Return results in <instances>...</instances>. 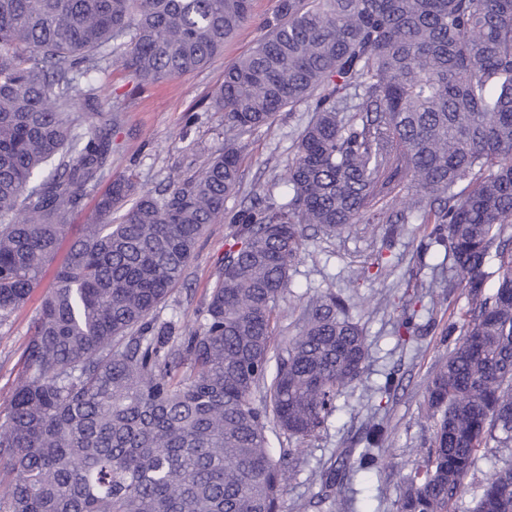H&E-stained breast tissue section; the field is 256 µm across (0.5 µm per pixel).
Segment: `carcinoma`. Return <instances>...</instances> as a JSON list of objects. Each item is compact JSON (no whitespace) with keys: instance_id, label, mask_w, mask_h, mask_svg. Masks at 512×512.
Listing matches in <instances>:
<instances>
[{"instance_id":"obj_1","label":"carcinoma","mask_w":512,"mask_h":512,"mask_svg":"<svg viewBox=\"0 0 512 512\" xmlns=\"http://www.w3.org/2000/svg\"><path fill=\"white\" fill-rule=\"evenodd\" d=\"M250 12L251 0H0V323L68 241L0 419V512H276L288 468L267 424L315 436L367 357L364 327L331 291L275 341L309 225L432 224L453 271L434 301L467 295L463 335L426 387L431 444L397 512H458L481 449L512 446V0H279L215 98L237 140L297 104L314 112L288 196H255L232 218L199 326L155 323L224 220L241 153L227 143L156 193L119 178L97 194L115 118L90 74L114 57L143 84L191 73ZM93 195L95 220L72 233ZM397 308L405 344L415 313ZM364 441L340 453L320 500L384 465L383 427ZM473 501L469 512H512V463Z\"/></svg>"}]
</instances>
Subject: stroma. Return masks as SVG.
Here are the masks:
<instances>
[{"mask_svg":"<svg viewBox=\"0 0 512 512\" xmlns=\"http://www.w3.org/2000/svg\"><path fill=\"white\" fill-rule=\"evenodd\" d=\"M277 5L278 0H252L247 23L225 45L223 55L202 69L144 89L119 64L96 73L107 109L118 113L113 176L131 178L138 187L152 191L166 183L173 170L188 174L201 170L223 148L227 132L214 94L224 79L225 66L250 52ZM310 118L307 105L300 104L293 111L279 113L271 126L243 138L241 185L227 199V213L239 210L253 194L266 189L284 197L282 177L294 156L297 136ZM235 230V225L226 222L209 226L185 280L157 310L158 321L201 323L209 288ZM375 261L382 264V274L358 279L361 268ZM450 265L447 248L428 244L418 224L402 225L394 236L384 224H356L336 235L314 226L306 230L279 302L276 336L293 335L297 309L329 290L353 303L352 313L366 329L368 352L360 383L337 399L327 430L307 442L308 464H291V479L278 512H328L327 506L317 502L323 471L342 450L361 447L368 424L375 421L385 427L392 463L338 492V512H363L367 507L372 512H395L403 491V465L432 436L423 402L435 365L455 342L446 328L462 323L468 307L460 290L448 307L431 303L432 292L447 287ZM54 273V267H46L25 305L0 323V417L10 406L30 327ZM403 296L415 302L418 310V331L405 346L398 345L394 335L398 313L391 306L392 300ZM389 376L398 387L383 400L376 389Z\"/></svg>","mask_w":512,"mask_h":512,"instance_id":"obj_1","label":"stroma"}]
</instances>
